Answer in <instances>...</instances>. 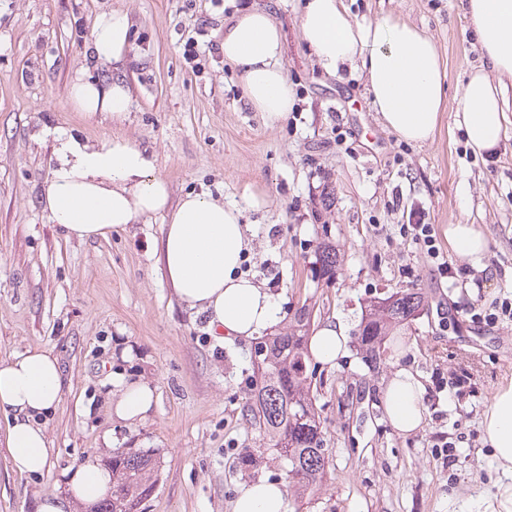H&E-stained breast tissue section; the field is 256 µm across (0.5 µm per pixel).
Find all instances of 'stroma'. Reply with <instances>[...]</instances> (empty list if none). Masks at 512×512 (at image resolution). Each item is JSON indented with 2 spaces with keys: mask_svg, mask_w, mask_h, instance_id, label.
<instances>
[{
  "mask_svg": "<svg viewBox=\"0 0 512 512\" xmlns=\"http://www.w3.org/2000/svg\"><path fill=\"white\" fill-rule=\"evenodd\" d=\"M347 4L358 18L391 14L434 38L448 101L433 144L385 128L361 72L321 71L301 31L302 0H0V359L48 348L66 380L45 422L49 472L18 474L0 453V512H35L68 470L111 463L122 448L150 451L159 463L138 512H232L244 484L286 477L247 411L259 382L254 342H217L206 316L177 299L156 252L162 224L81 241L51 223L39 197L61 130L141 146L172 200L209 193L243 209L252 248L241 270L266 284L284 317L306 305L314 323L336 318L353 333L371 300L422 293V314L387 336L377 362L354 345L340 365L318 367L313 395L329 468L304 498L289 494L288 512H448L449 493L469 499L489 489L481 419L512 381V320L480 316L492 302L512 301V125L497 153L480 158L456 124L466 76L482 61L463 0ZM242 5L269 10L282 33L295 98L284 118L252 108L220 50L224 22ZM112 9L125 11L135 31L121 120L87 116L68 99L89 67L91 24ZM253 194L262 207H251ZM420 218L450 275L402 233ZM451 224L488 237L481 264L451 249L443 235ZM322 241L339 256L327 287L313 266ZM401 367L427 388L426 423L408 435L379 404ZM117 373L157 395L148 418L131 427L108 413L106 382Z\"/></svg>",
  "mask_w": 512,
  "mask_h": 512,
  "instance_id": "1",
  "label": "stroma"
}]
</instances>
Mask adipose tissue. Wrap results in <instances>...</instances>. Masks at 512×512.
I'll use <instances>...</instances> for the list:
<instances>
[{
  "mask_svg": "<svg viewBox=\"0 0 512 512\" xmlns=\"http://www.w3.org/2000/svg\"><path fill=\"white\" fill-rule=\"evenodd\" d=\"M466 13L483 53L463 87L456 121L474 155L495 153L512 112V0H467ZM303 36L321 70L336 76L344 66L359 70L384 126L414 144L433 143L446 105V64L424 30L392 17L362 21L344 0H305ZM92 52L117 73L133 48L134 31L125 12L100 13L91 24ZM224 59L240 73L250 105L269 119L291 111L294 96L280 63L282 35L269 11L244 7L224 26ZM68 96L76 111L123 118L130 100L122 78L104 82L84 72ZM55 165L42 186L52 223L67 237L106 236L128 225L161 218L160 261L179 300L205 314L216 340L249 339L279 319L277 304L264 283L240 273L251 247L249 228L237 205L212 196L187 194L171 203L168 183L154 171L149 154L124 139L88 145L61 133ZM311 358L336 366L349 355L342 322L328 321L309 340ZM65 384L58 357L33 348L0 360V412L10 422L5 452L16 472L41 477L49 472L53 449L43 420L54 412ZM117 419L133 425L156 402L146 383L125 375L110 378ZM391 427L409 434L423 428L425 386L410 370L397 369L382 392ZM490 448L485 468L490 489L471 508L450 512H512V382L492 395L482 419ZM112 489V472L86 463L65 476L62 493L36 502V512H87ZM232 512H288V485L259 479L243 485Z\"/></svg>",
  "mask_w": 512,
  "mask_h": 512,
  "instance_id": "obj_1",
  "label": "adipose tissue"
}]
</instances>
